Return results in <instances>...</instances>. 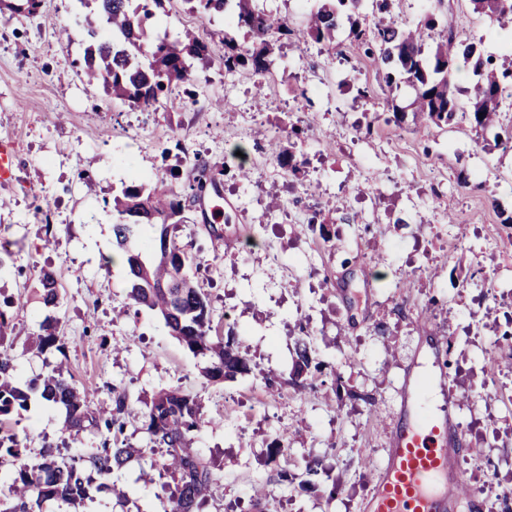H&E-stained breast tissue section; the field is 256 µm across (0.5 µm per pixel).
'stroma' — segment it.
Segmentation results:
<instances>
[{"label":"stroma","instance_id":"1","mask_svg":"<svg viewBox=\"0 0 512 512\" xmlns=\"http://www.w3.org/2000/svg\"><path fill=\"white\" fill-rule=\"evenodd\" d=\"M317 4L261 0L295 31L276 43L268 85L247 69L225 72L223 17L172 0L153 33L196 29L209 56L195 81L175 89L177 108L156 112L113 104L84 81L83 26L95 14L79 0H44L40 15L0 22V137L16 152L12 181L0 183V299H23L7 311L15 374L26 383L63 363L94 406L110 388L126 390L124 436L136 448L147 442L142 411L158 389L197 395L208 424L193 446L219 478L204 512H252L257 500L268 512H363L427 323L441 340L436 367L459 397L466 449L457 468L476 512H496L512 493V153L477 139L466 119L391 123L393 107L411 110L414 90L387 88L347 29L332 52L304 37ZM393 14L404 27L440 16L492 53L512 45V29L474 14L469 0H395ZM48 16L68 27L70 44ZM364 85L373 98L359 96ZM294 125L310 160L297 174L268 151ZM178 148L224 171L219 190L201 193L175 232L222 330L251 360V372L224 382L205 378L204 360L157 315L129 306L125 269L112 262L113 196L159 181L187 195L193 171L175 166ZM242 166L250 179L239 177ZM314 218L325 236L308 231ZM46 271L62 299L59 351L35 343ZM300 338L321 364L302 391L288 382ZM340 379L359 399L337 392ZM63 420L35 400L12 423L33 458L62 441ZM283 433L288 452L270 459ZM307 455L329 474L312 490L298 484ZM149 465L136 458L119 472L126 502L104 490L85 512H164L159 481L139 478Z\"/></svg>","mask_w":512,"mask_h":512}]
</instances>
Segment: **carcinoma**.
Masks as SVG:
<instances>
[{"mask_svg":"<svg viewBox=\"0 0 512 512\" xmlns=\"http://www.w3.org/2000/svg\"><path fill=\"white\" fill-rule=\"evenodd\" d=\"M97 11L109 28L100 37L90 29L91 43L84 50L83 76L112 101L142 109L168 107L173 103L172 85L193 81L194 62L205 59L208 44L190 29L175 37L165 35L149 40L148 17L166 11L171 0H95ZM189 12L204 16L231 11L232 22L247 29L251 45L242 46L224 33V69L248 68L262 76L272 71L273 45L294 34L286 20L257 8V0H183ZM362 0H330L310 13L306 35L328 48L336 47L335 34L341 20L349 23L351 43L368 58L389 88L403 82L416 91L413 114L416 126L428 123L450 125L457 114L469 115L476 132L499 124L506 90L512 89V58L486 52L481 43L466 34L446 28L444 40L432 57L425 59L423 31L438 26L432 16L416 29H405L392 20V0H374L378 14L366 25L359 19ZM473 10L501 26L512 24V0H470ZM41 0H13L3 3L12 17L38 14ZM466 67L474 76L473 98L461 109L456 97L455 70ZM192 189L201 192L214 181L213 167L197 162ZM115 210L124 222L113 225L118 249L127 268L131 304L159 315L171 335L193 355L207 359L205 376L212 381L233 379L251 370L232 333L222 336L214 323L206 294L190 273V260L170 237V227L184 223L185 205L178 194L159 186L143 184L122 188L113 197ZM41 302L51 310L60 307L56 280L50 273L42 278ZM55 318L45 317L38 336L40 349L60 348V337L49 331ZM6 312L0 309V457L13 459V471L3 479L7 493L0 497V512H71V508L93 499L92 490L107 489L123 498L125 493L107 484L134 456L160 455L150 465L164 479L167 493L165 512H202L217 478L210 465L192 447V435L206 425L197 397L178 388L158 391L145 403L144 429L148 448H134L121 439L125 423L127 393L110 389L111 406L92 408L86 394L64 375L62 367H52L44 377L20 387L13 376L9 353L12 343L6 336ZM320 370L309 343L295 344L291 379L299 388L308 386L311 370ZM65 410L63 431L80 434L95 431L102 435L98 448L87 456L64 457L61 449L43 446L40 460L23 461L24 446L12 428L13 415L28 408L31 397Z\"/></svg>","mask_w":512,"mask_h":512,"instance_id":"carcinoma-1","label":"carcinoma"}]
</instances>
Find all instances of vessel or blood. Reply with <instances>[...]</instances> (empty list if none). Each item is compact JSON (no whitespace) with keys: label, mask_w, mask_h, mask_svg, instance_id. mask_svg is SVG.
<instances>
[{"label":"vessel or blood","mask_w":512,"mask_h":512,"mask_svg":"<svg viewBox=\"0 0 512 512\" xmlns=\"http://www.w3.org/2000/svg\"><path fill=\"white\" fill-rule=\"evenodd\" d=\"M458 397L445 376H408L399 393L389 448L371 481L364 512H466L471 503L455 465L462 435L452 410Z\"/></svg>","instance_id":"vessel-or-blood-1"}]
</instances>
